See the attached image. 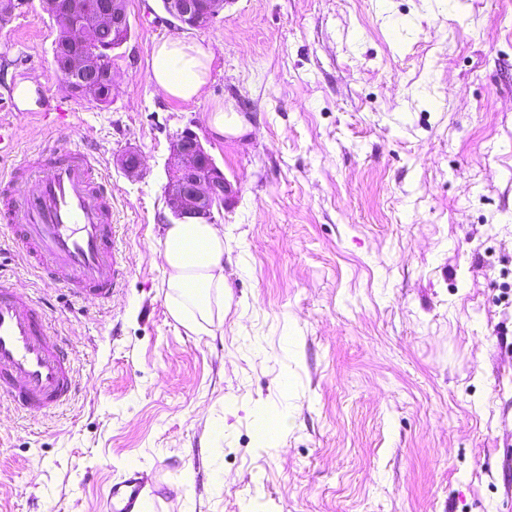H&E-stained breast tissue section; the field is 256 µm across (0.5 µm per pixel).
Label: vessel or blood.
Here are the masks:
<instances>
[{
	"label": "vessel or blood",
	"instance_id": "vessel-or-blood-1",
	"mask_svg": "<svg viewBox=\"0 0 512 512\" xmlns=\"http://www.w3.org/2000/svg\"><path fill=\"white\" fill-rule=\"evenodd\" d=\"M0 222L12 225L28 265L72 295L109 303L128 273L115 246L112 186L96 156L44 138L0 176ZM76 389L73 366L43 307L0 287V403L28 413L60 409ZM145 483L128 470L108 512H139Z\"/></svg>",
	"mask_w": 512,
	"mask_h": 512
}]
</instances>
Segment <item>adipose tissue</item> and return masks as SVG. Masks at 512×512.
<instances>
[{
	"label": "adipose tissue",
	"mask_w": 512,
	"mask_h": 512,
	"mask_svg": "<svg viewBox=\"0 0 512 512\" xmlns=\"http://www.w3.org/2000/svg\"><path fill=\"white\" fill-rule=\"evenodd\" d=\"M212 56L201 45L167 38L153 50L151 79L164 94L201 98ZM163 286L170 316L196 335L211 334L224 309V229L188 218L166 224L162 240Z\"/></svg>",
	"instance_id": "1"
}]
</instances>
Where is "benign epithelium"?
<instances>
[{
    "label": "benign epithelium",
    "mask_w": 512,
    "mask_h": 512,
    "mask_svg": "<svg viewBox=\"0 0 512 512\" xmlns=\"http://www.w3.org/2000/svg\"><path fill=\"white\" fill-rule=\"evenodd\" d=\"M164 10L181 25L196 28L218 15L230 0H206L200 9L198 0H162ZM92 18L101 32L116 33L128 23L127 0H92ZM88 29L86 13L78 8L71 11L67 22V37L72 43H84ZM73 80L89 89L101 78L112 79V60H88L77 57L68 64ZM232 192L223 171L207 153L197 135L185 130L174 144V169L165 188V198L173 219L198 217L212 220L213 209L224 206Z\"/></svg>",
    "instance_id": "1"
}]
</instances>
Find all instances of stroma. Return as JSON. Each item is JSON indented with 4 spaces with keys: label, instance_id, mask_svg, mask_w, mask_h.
I'll return each instance as SVG.
<instances>
[{
    "label": "stroma",
    "instance_id": "stroma-1",
    "mask_svg": "<svg viewBox=\"0 0 512 512\" xmlns=\"http://www.w3.org/2000/svg\"><path fill=\"white\" fill-rule=\"evenodd\" d=\"M127 12L107 105L58 73L42 0L0 22V120L33 80L25 151L66 106L129 270L111 303L74 298L0 223V286L44 305L77 382L46 415L0 405V512H106L132 467L140 512H512V0H232L192 29L162 0ZM165 38L212 53L203 97L156 91ZM219 107L239 132L211 131ZM187 128L235 191L209 336L162 288Z\"/></svg>",
    "mask_w": 512,
    "mask_h": 512
}]
</instances>
